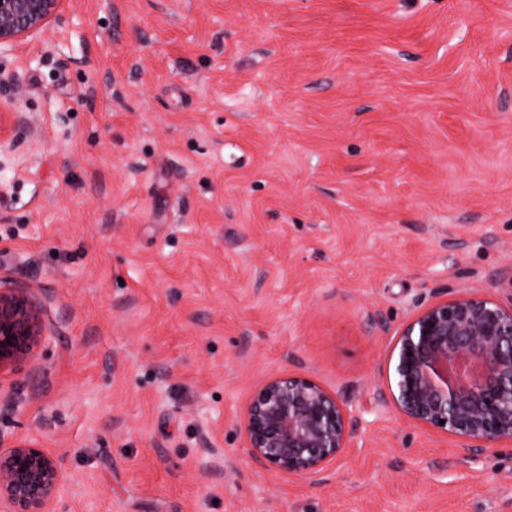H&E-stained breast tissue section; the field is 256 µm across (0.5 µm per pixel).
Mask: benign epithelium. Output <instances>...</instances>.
Here are the masks:
<instances>
[{"label":"benign epithelium","instance_id":"1","mask_svg":"<svg viewBox=\"0 0 512 512\" xmlns=\"http://www.w3.org/2000/svg\"><path fill=\"white\" fill-rule=\"evenodd\" d=\"M61 0H0V46L43 30ZM43 305L22 287L0 289V371L43 339ZM392 400L419 427L445 432L475 456L512 444V304L481 294L435 302L400 330ZM353 417L337 397L299 375L271 377L250 398L240 424L252 460L316 478L345 449ZM64 476L41 448H0V501L13 512H52Z\"/></svg>","mask_w":512,"mask_h":512}]
</instances>
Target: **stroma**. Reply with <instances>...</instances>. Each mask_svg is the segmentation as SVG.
Instances as JSON below:
<instances>
[{
	"label": "stroma",
	"mask_w": 512,
	"mask_h": 512,
	"mask_svg": "<svg viewBox=\"0 0 512 512\" xmlns=\"http://www.w3.org/2000/svg\"><path fill=\"white\" fill-rule=\"evenodd\" d=\"M0 77V285L45 305L0 445L54 512H512V445L390 393L421 309L512 302V0H63ZM281 373L358 417L321 480L249 456ZM63 482L56 460L42 448H0V501L9 502L12 512H52Z\"/></svg>",
	"instance_id": "35a3bbf8"
}]
</instances>
